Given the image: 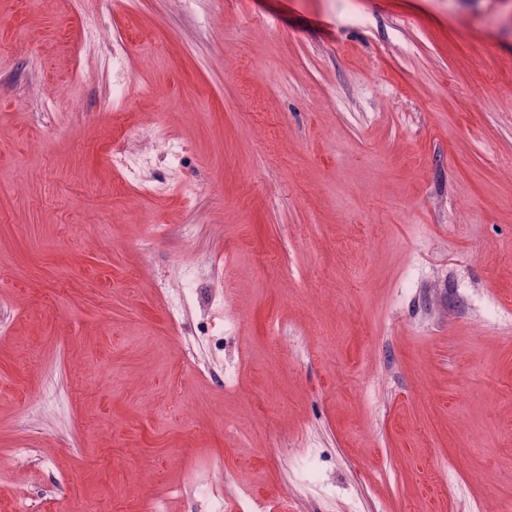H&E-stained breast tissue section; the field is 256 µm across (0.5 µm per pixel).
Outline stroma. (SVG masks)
Masks as SVG:
<instances>
[{
  "instance_id": "obj_1",
  "label": "stroma",
  "mask_w": 512,
  "mask_h": 512,
  "mask_svg": "<svg viewBox=\"0 0 512 512\" xmlns=\"http://www.w3.org/2000/svg\"><path fill=\"white\" fill-rule=\"evenodd\" d=\"M511 306L512 0H0V512H506ZM191 492L204 502L208 512H224V496L209 481H198L191 486Z\"/></svg>"
}]
</instances>
